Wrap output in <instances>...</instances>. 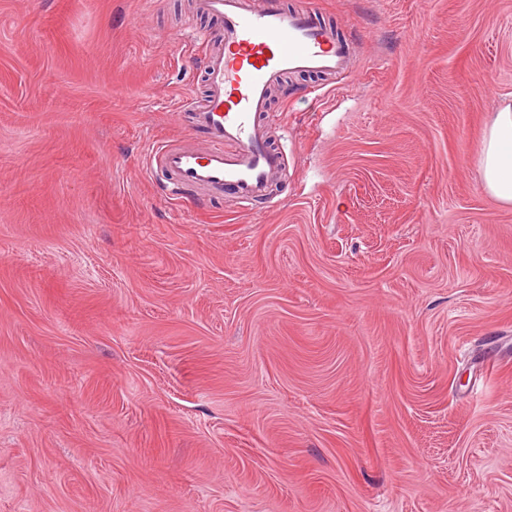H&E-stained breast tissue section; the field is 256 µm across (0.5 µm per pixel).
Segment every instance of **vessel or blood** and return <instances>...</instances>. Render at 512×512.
I'll list each match as a JSON object with an SVG mask.
<instances>
[{"label": "vessel or blood", "mask_w": 512, "mask_h": 512, "mask_svg": "<svg viewBox=\"0 0 512 512\" xmlns=\"http://www.w3.org/2000/svg\"><path fill=\"white\" fill-rule=\"evenodd\" d=\"M197 9L224 29L205 55L204 100L185 105L208 146L167 143L152 157L175 190L207 196L229 188L247 205L268 196L282 165L259 120L273 89L290 75L346 71L351 48L307 0L291 9L280 0H197Z\"/></svg>", "instance_id": "obj_1"}]
</instances>
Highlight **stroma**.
<instances>
[{"mask_svg": "<svg viewBox=\"0 0 512 512\" xmlns=\"http://www.w3.org/2000/svg\"><path fill=\"white\" fill-rule=\"evenodd\" d=\"M249 207L172 196L221 21L0 0V512H512V0H312ZM474 163L484 191L499 203L512 205V97L498 102Z\"/></svg>", "mask_w": 512, "mask_h": 512, "instance_id": "stroma-1", "label": "stroma"}]
</instances>
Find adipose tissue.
Instances as JSON below:
<instances>
[{"label": "adipose tissue", "mask_w": 512, "mask_h": 512, "mask_svg": "<svg viewBox=\"0 0 512 512\" xmlns=\"http://www.w3.org/2000/svg\"><path fill=\"white\" fill-rule=\"evenodd\" d=\"M474 163L484 191L499 203L512 205V97L498 102Z\"/></svg>", "instance_id": "ef3b65f1"}]
</instances>
